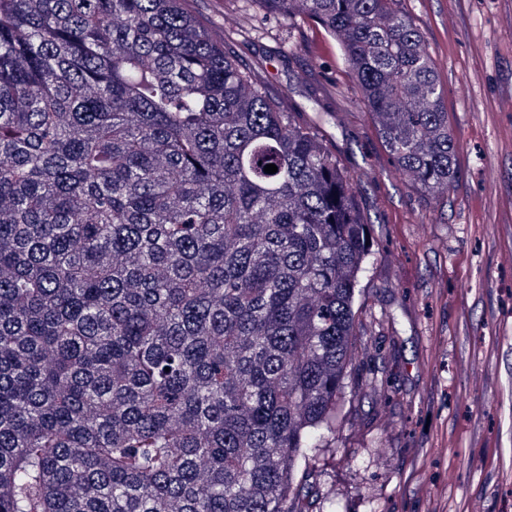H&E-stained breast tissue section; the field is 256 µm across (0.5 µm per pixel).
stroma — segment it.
<instances>
[{
	"label": "stroma",
	"instance_id": "1",
	"mask_svg": "<svg viewBox=\"0 0 512 512\" xmlns=\"http://www.w3.org/2000/svg\"><path fill=\"white\" fill-rule=\"evenodd\" d=\"M216 34L247 20L188 0ZM448 92L446 208L382 146L335 41L271 22L228 49L320 134L371 223L363 361L313 465L317 512H512V0H403Z\"/></svg>",
	"mask_w": 512,
	"mask_h": 512
}]
</instances>
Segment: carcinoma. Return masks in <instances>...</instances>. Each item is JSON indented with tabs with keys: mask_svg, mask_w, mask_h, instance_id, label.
I'll return each mask as SVG.
<instances>
[{
	"mask_svg": "<svg viewBox=\"0 0 512 512\" xmlns=\"http://www.w3.org/2000/svg\"><path fill=\"white\" fill-rule=\"evenodd\" d=\"M241 1L323 28L399 170L448 197L447 91L401 0ZM186 2L0 0V512L312 507L369 222L321 115Z\"/></svg>",
	"mask_w": 512,
	"mask_h": 512,
	"instance_id": "carcinoma-1",
	"label": "carcinoma"
}]
</instances>
